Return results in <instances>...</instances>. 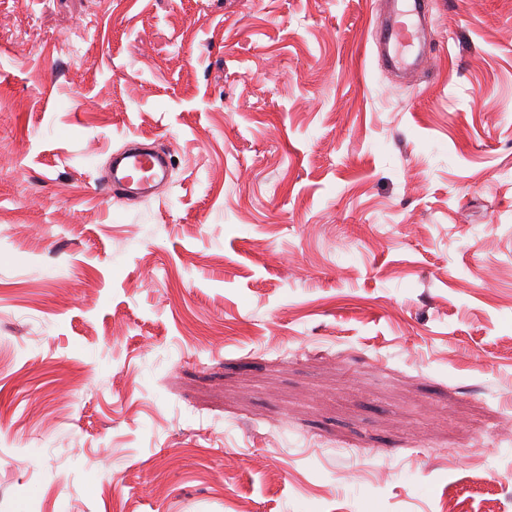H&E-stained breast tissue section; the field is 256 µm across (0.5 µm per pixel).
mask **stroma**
<instances>
[{
	"mask_svg": "<svg viewBox=\"0 0 512 512\" xmlns=\"http://www.w3.org/2000/svg\"><path fill=\"white\" fill-rule=\"evenodd\" d=\"M433 2L399 78L385 0H0V512H512V0ZM166 164L169 166L166 153L163 157L142 142L136 140L130 142L124 149L112 154L111 187L113 195L122 197L130 190H135L142 196H148L155 181L131 182L130 172L152 170L159 178L160 173L165 172Z\"/></svg>",
	"mask_w": 512,
	"mask_h": 512,
	"instance_id": "35a3bbf8",
	"label": "stroma"
}]
</instances>
